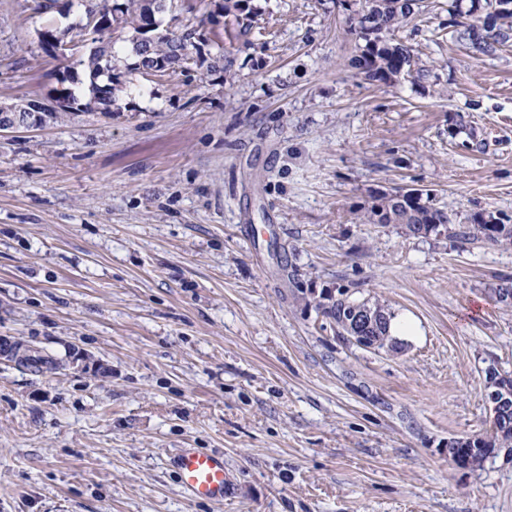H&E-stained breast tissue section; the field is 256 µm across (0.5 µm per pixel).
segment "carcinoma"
Masks as SVG:
<instances>
[{
  "mask_svg": "<svg viewBox=\"0 0 512 512\" xmlns=\"http://www.w3.org/2000/svg\"><path fill=\"white\" fill-rule=\"evenodd\" d=\"M56 9L50 15H62L78 5L83 10L81 22L70 29L72 36L83 34L88 17L100 16L97 32L100 46L86 54L83 62L89 80V101L82 104L69 88L59 94L78 108L111 111L112 99L123 89L122 76L131 69L141 75L165 77L174 67L194 65L207 67L210 72L222 71L225 78L235 75V53L250 44L248 35L263 21L254 0H199L187 6V12H203L205 19L198 24H186L180 33L162 29L159 15L166 9V0H120V7L111 10L109 0H53ZM452 0L448 9V27L453 38L482 52H492L512 43V0ZM423 0H362L360 9L349 17L350 32L364 42L360 54L351 60L357 74L370 81L387 82L403 73H411L413 49L402 41L390 38L413 14L422 9ZM215 5L224 17V32L229 43L213 42L216 52L204 53L201 47L205 25L212 23ZM192 31L204 40L191 41L184 35ZM131 46L134 66L126 67L116 47L119 43ZM166 62L167 69L157 70L156 60ZM423 192L412 189L398 198L387 194L375 198L363 215L367 224H401L408 235L425 237L439 226H448V234L466 245L487 242L512 245V225L494 216L475 215L469 224H455L448 212L422 201ZM321 313L336 326L340 336L351 332L362 336L379 349L397 350L387 328L391 313L379 303L369 304L353 299L347 292L337 290L336 298L321 307ZM496 426L483 434L462 437L455 448L470 458L471 469L483 467L488 458L501 448L512 449V386L500 392Z\"/></svg>",
  "mask_w": 512,
  "mask_h": 512,
  "instance_id": "obj_1",
  "label": "carcinoma"
}]
</instances>
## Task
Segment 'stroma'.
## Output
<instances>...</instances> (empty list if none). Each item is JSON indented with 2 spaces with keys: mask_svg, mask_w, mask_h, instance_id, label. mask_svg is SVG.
<instances>
[{
  "mask_svg": "<svg viewBox=\"0 0 512 512\" xmlns=\"http://www.w3.org/2000/svg\"><path fill=\"white\" fill-rule=\"evenodd\" d=\"M353 2L259 0L235 83L134 72L111 114L0 132V336L62 364H0V512H512V454L448 461L489 427L487 368L512 375V246L360 221L417 188L512 224V49L426 0L397 33L423 78L368 81ZM36 5L0 0V105L64 73L87 96ZM339 287L418 336H338L317 305ZM181 448L223 452V503L182 490Z\"/></svg>",
  "mask_w": 512,
  "mask_h": 512,
  "instance_id": "stroma-1",
  "label": "stroma"
}]
</instances>
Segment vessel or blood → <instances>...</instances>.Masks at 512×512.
I'll return each instance as SVG.
<instances>
[{
  "instance_id": "vessel-or-blood-1",
  "label": "vessel or blood",
  "mask_w": 512,
  "mask_h": 512,
  "mask_svg": "<svg viewBox=\"0 0 512 512\" xmlns=\"http://www.w3.org/2000/svg\"><path fill=\"white\" fill-rule=\"evenodd\" d=\"M180 484L192 498L223 502L230 489L223 454L182 448L174 458Z\"/></svg>"
}]
</instances>
